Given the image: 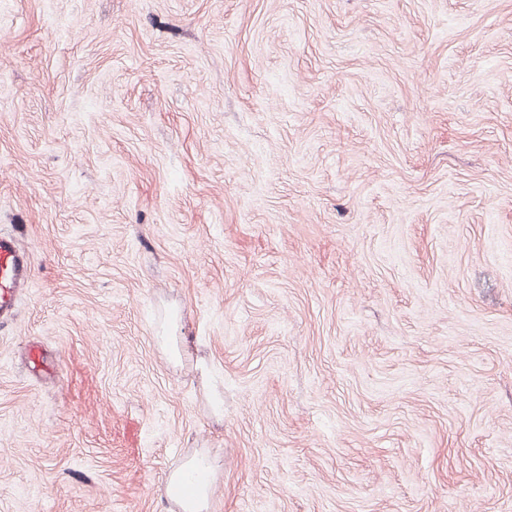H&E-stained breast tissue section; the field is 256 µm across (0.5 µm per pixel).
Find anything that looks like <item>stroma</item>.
I'll return each mask as SVG.
<instances>
[{
	"label": "stroma",
	"mask_w": 512,
	"mask_h": 512,
	"mask_svg": "<svg viewBox=\"0 0 512 512\" xmlns=\"http://www.w3.org/2000/svg\"><path fill=\"white\" fill-rule=\"evenodd\" d=\"M0 231V512H512V0H0ZM29 273L26 249L15 237L0 232V317L13 312L17 292L27 282ZM196 468L205 470L210 468V464L202 458H194L185 465L183 471L172 474L166 485V495L175 500L183 512H203L210 507L212 491L207 481L197 482L186 492H181L187 473Z\"/></svg>",
	"instance_id": "1"
}]
</instances>
